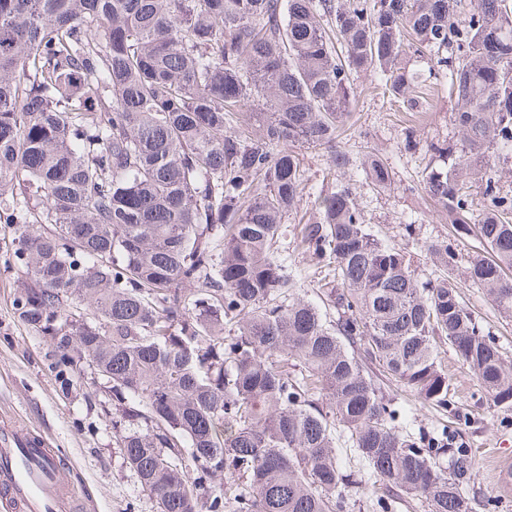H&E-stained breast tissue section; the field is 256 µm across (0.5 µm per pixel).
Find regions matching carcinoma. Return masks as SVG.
<instances>
[{"mask_svg":"<svg viewBox=\"0 0 512 512\" xmlns=\"http://www.w3.org/2000/svg\"><path fill=\"white\" fill-rule=\"evenodd\" d=\"M423 56L448 77L457 130L426 144L423 190L483 246L463 274L511 316L498 169L512 166V0H0V223L18 229L19 315L57 364L112 371V428L160 512H343L359 486L345 449L388 489L363 501L374 512L394 495L472 512L469 450L446 425H395L384 388L447 409L446 344L512 408V366L456 284L421 279L348 181L294 234L321 303L281 256L303 193L293 147L333 149L345 174L351 74L413 109ZM360 171L391 191L376 153ZM423 248L457 267L446 241Z\"/></svg>","mask_w":512,"mask_h":512,"instance_id":"1","label":"carcinoma"}]
</instances>
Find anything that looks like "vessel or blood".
Returning a JSON list of instances; mask_svg holds the SVG:
<instances>
[{"instance_id":"obj_1","label":"vessel or blood","mask_w":512,"mask_h":512,"mask_svg":"<svg viewBox=\"0 0 512 512\" xmlns=\"http://www.w3.org/2000/svg\"><path fill=\"white\" fill-rule=\"evenodd\" d=\"M61 467L41 434L16 425L0 428V506L7 512H69Z\"/></svg>"}]
</instances>
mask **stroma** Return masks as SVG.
Returning a JSON list of instances; mask_svg holds the SVG:
<instances>
[{"label": "stroma", "mask_w": 512, "mask_h": 512, "mask_svg": "<svg viewBox=\"0 0 512 512\" xmlns=\"http://www.w3.org/2000/svg\"><path fill=\"white\" fill-rule=\"evenodd\" d=\"M427 83L422 111L405 112L383 96L371 77L355 76L352 117L336 140V149L357 160L367 147L378 148L392 169L394 189L385 194L373 191L359 171H350L347 177L373 231L407 247L424 279L439 274L422 248L424 242L447 240L463 259L480 248L474 238L453 237L447 218L435 212L420 189V173L428 161L426 141L456 139L447 78L431 75ZM410 128L418 139L412 149L404 146ZM298 153L306 180L299 208L285 221L290 230L312 217L315 199L335 186L328 174L331 150L302 147ZM410 225L415 228L411 234L406 231ZM15 238V225L0 224V420L31 428L61 449L62 477L74 490L81 512H159L117 446L111 392L94 388L87 377L56 368L49 338L19 319L16 299L25 269L14 260ZM455 283L505 360L512 362V316L500 313L483 289L460 277ZM441 358L450 379L449 411L433 409L408 389L394 386L390 394L400 411L396 423L427 430L463 418L457 440L469 448L474 460L469 485L475 499L473 512H512V491L500 489L494 477L496 457L512 458V445H498L503 438L512 442V408L494 406L453 350H445Z\"/></svg>", "instance_id": "1"}]
</instances>
